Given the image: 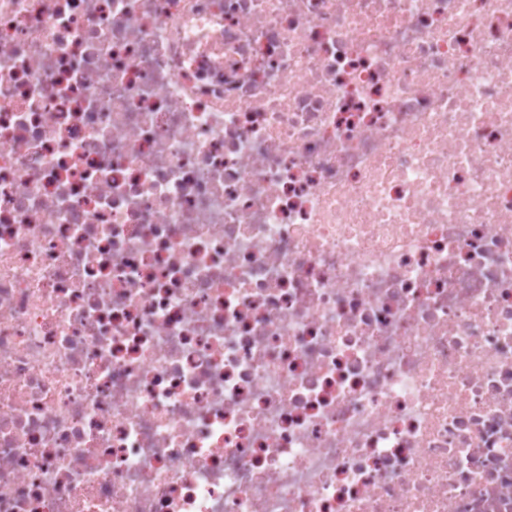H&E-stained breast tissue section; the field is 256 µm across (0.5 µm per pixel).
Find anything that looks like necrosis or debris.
Listing matches in <instances>:
<instances>
[{"label":"necrosis or debris","mask_w":512,"mask_h":512,"mask_svg":"<svg viewBox=\"0 0 512 512\" xmlns=\"http://www.w3.org/2000/svg\"><path fill=\"white\" fill-rule=\"evenodd\" d=\"M0 512H512V0H0Z\"/></svg>","instance_id":"obj_1"}]
</instances>
